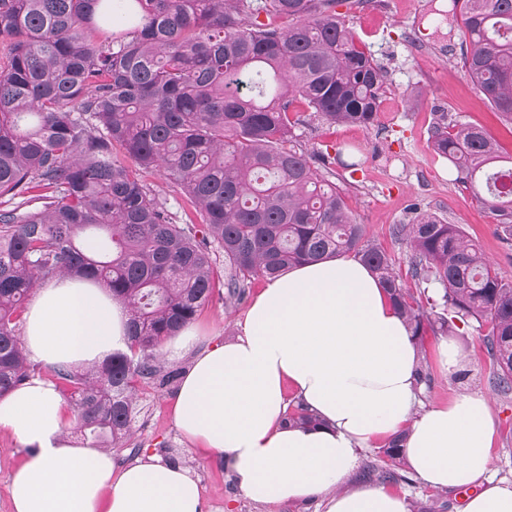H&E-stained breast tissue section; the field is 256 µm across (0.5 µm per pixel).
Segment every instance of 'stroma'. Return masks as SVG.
Returning <instances> with one entry per match:
<instances>
[{"mask_svg": "<svg viewBox=\"0 0 512 512\" xmlns=\"http://www.w3.org/2000/svg\"><path fill=\"white\" fill-rule=\"evenodd\" d=\"M426 0H370L349 11L348 18L358 41L367 47L389 72L380 108L370 127L354 125H300L295 133L309 148L328 149L341 159L354 161L358 170L345 199L357 223L370 238L391 255L395 270L406 275L405 249L391 240L389 228L407 223L412 211L433 213L448 223L460 225L483 247L499 276L512 279V248L496 233L491 210L455 183L448 162L431 146V129L437 113L450 112L460 120L482 126L505 154H512V129L491 112L480 91L468 80L457 58L441 43L411 41L412 28ZM217 286L207 305L192 323L194 333L189 352L172 358L173 366L188 369L196 352L224 343L236 336L255 299L265 288L254 281L247 302L225 306L223 268H216ZM450 338L460 347L464 362L454 375L439 365V347ZM421 356L431 375L414 408L422 414L433 406L447 404L458 393L484 394L493 421L491 475L502 486L512 488V396L505 397L490 383L491 370L477 331L451 329L446 335L425 338ZM176 389L151 390L144 394L133 424L128 446L113 449L114 458L128 462L131 447L177 458L196 475L203 488L204 512H325L322 499L286 501L276 505L253 502L236 487L224 458L203 444L185 439L174 424ZM25 451L12 434L0 430V512H13L8 494L12 473L22 464ZM386 490L404 497L411 512H429L432 506L458 512L467 501V491H439L421 482H389Z\"/></svg>", "mask_w": 512, "mask_h": 512, "instance_id": "35a3bbf8", "label": "stroma"}]
</instances>
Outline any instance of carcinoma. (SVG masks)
I'll return each mask as SVG.
<instances>
[{"mask_svg":"<svg viewBox=\"0 0 512 512\" xmlns=\"http://www.w3.org/2000/svg\"><path fill=\"white\" fill-rule=\"evenodd\" d=\"M367 2L0 0V397L48 378L70 392L81 435L112 448L132 435L139 396L177 381L161 344L209 302L217 256L231 306L256 279L346 254L379 276L418 342L457 321L481 331L494 388L512 394V280L458 225L418 213L389 228L407 248L404 282L348 209L336 158L293 135L309 118L373 123L387 73L337 11ZM457 2L427 0L414 32L452 38ZM462 24V68L512 125V0H464ZM431 140L512 244V159L446 112ZM155 169L201 223L149 190ZM73 274L130 310L127 349L83 371L31 361L22 340L29 297ZM287 421L318 424L299 403ZM380 453L371 475L411 482L402 435Z\"/></svg>","mask_w":512,"mask_h":512,"instance_id":"cac0c4a2","label":"carcinoma"}]
</instances>
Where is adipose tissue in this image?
I'll return each instance as SVG.
<instances>
[{
	"label": "adipose tissue",
	"instance_id": "1",
	"mask_svg": "<svg viewBox=\"0 0 512 512\" xmlns=\"http://www.w3.org/2000/svg\"><path fill=\"white\" fill-rule=\"evenodd\" d=\"M130 314L95 283L48 281L26 314L25 349L49 364L102 362L124 348ZM418 348L375 273L353 257L302 263L269 283L232 340L201 351L175 404L178 429L223 454L240 492L277 504L322 496L326 512H409L385 489L344 484L359 449L406 432L405 460L439 490L474 486L462 512H512L490 477L486 397L462 393L413 417ZM319 425H288L286 386ZM59 393L35 378L0 399V429L30 454L13 475L14 512H202L194 474L156 454L115 465L63 441Z\"/></svg>",
	"mask_w": 512,
	"mask_h": 512
}]
</instances>
